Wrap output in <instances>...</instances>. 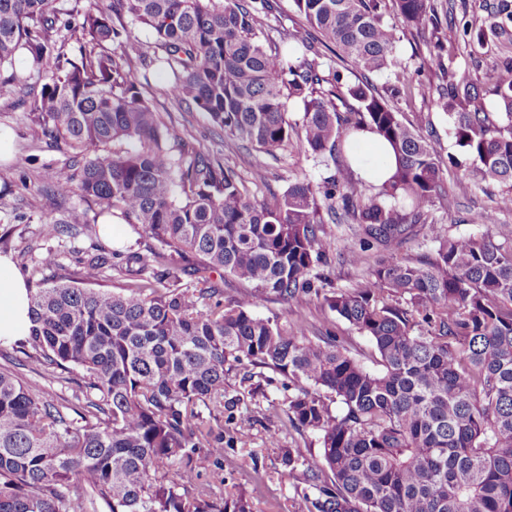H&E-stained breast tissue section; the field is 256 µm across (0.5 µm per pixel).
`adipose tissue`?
I'll list each match as a JSON object with an SVG mask.
<instances>
[{"label": "adipose tissue", "mask_w": 512, "mask_h": 512, "mask_svg": "<svg viewBox=\"0 0 512 512\" xmlns=\"http://www.w3.org/2000/svg\"><path fill=\"white\" fill-rule=\"evenodd\" d=\"M358 148L352 165L359 177L376 184L387 180L394 171L391 147L379 136L365 131L357 138ZM28 285L21 273L0 258V340L11 341L27 335L30 327Z\"/></svg>", "instance_id": "obj_1"}]
</instances>
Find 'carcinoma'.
I'll return each mask as SVG.
<instances>
[{
  "label": "carcinoma",
  "mask_w": 512,
  "mask_h": 512,
  "mask_svg": "<svg viewBox=\"0 0 512 512\" xmlns=\"http://www.w3.org/2000/svg\"><path fill=\"white\" fill-rule=\"evenodd\" d=\"M79 3L0 0V69H11L0 85L31 96L44 136L72 151L78 178L53 173L48 189L79 191L100 216L120 212L157 246L112 265L125 280L118 292L99 287L103 255L28 289L31 327L19 343L81 378L65 396L0 366V512H253L245 492L226 498L200 482L203 468L223 472L224 393L245 364L288 379L283 414L317 436V460L281 449L285 467L305 466L311 512H512V241L439 236L432 250L399 256L446 190L428 136L369 79L398 67L386 0H293L341 70L298 30L280 36L288 55L269 54L270 0ZM392 5L417 32L437 20L436 0ZM479 8L461 18L464 47L512 52V0ZM139 30L154 37L153 55L135 47ZM435 50L443 84L419 94L438 96L454 119L461 157L448 164L464 181L507 185L497 210H512V56L475 82L457 75L453 44ZM138 64L232 148L284 147L289 104H301V151L335 171L317 185L295 181L272 205L250 197L188 133L170 138ZM32 72L46 79L38 91ZM364 130L395 152L381 185L352 170ZM115 141L131 148L106 150ZM327 217L357 224L359 247L344 260L364 273L350 289L327 291L313 273L331 247ZM188 254L196 263L173 264ZM214 272L244 291L221 301ZM309 295L371 339L381 369L307 336L302 322L253 313L268 296Z\"/></svg>",
  "instance_id": "carcinoma-1"
}]
</instances>
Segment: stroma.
<instances>
[{
    "label": "stroma",
    "instance_id": "1",
    "mask_svg": "<svg viewBox=\"0 0 512 512\" xmlns=\"http://www.w3.org/2000/svg\"><path fill=\"white\" fill-rule=\"evenodd\" d=\"M439 34L431 30L416 32L400 29L396 57L412 77L414 83L437 82L440 74L433 57L436 37H457L455 19L462 16V0H439ZM143 94L153 104L161 121L171 133L191 129L194 146L201 153L220 160L234 168L242 177H249L253 169H265L267 185L251 187L250 194L259 200L282 194L290 182L303 177L311 183H320L327 174L321 160L299 153L295 145L265 153L255 148L232 150L224 144L223 136L213 131L206 117L189 111L170 93L167 83L152 78L142 83ZM396 107L404 122L423 127L431 132V142L441 156L458 154L452 119L435 100L419 96L398 99ZM0 130L12 140V156L6 159L11 187L0 192V254L10 257L30 285L51 277L52 269L42 267V258L55 254L60 265L76 270L81 261L100 252L135 250L148 253L156 242L140 227L120 224L119 232L106 236L103 224L73 225V218L94 217L96 206L83 198L54 197L46 191L41 176L47 171L69 173V155L56 147L43 133L38 120L24 101L18 89L0 88ZM447 197L437 199L431 208L435 221L433 229H425L403 246L405 254H416L432 249L439 235L469 236L491 232L496 240L512 239V211L497 215L495 224L475 223V216L486 210H495L500 187L479 182L460 186L456 171L444 170ZM62 224V231L52 237L44 236L46 224ZM333 246L325 262L315 271L326 289H348L360 280V269L346 264L344 250L357 246L354 225L328 223L324 226ZM256 315L270 318L280 324L304 321L311 334L329 336L346 348L367 369H377L372 341L361 334L336 312L331 311L320 298L308 296L297 301L275 299L259 301ZM244 370L232 372L230 388L224 395V471L221 482H213L210 473H202L201 480L213 483L221 494L246 491L253 502V512H307L303 492L306 488L302 470L286 472L280 459L283 448L297 444L310 450L318 445L313 434L299 432L286 422L279 408L289 391L285 379L272 370L244 382ZM250 421V439L240 442L237 429L242 421ZM278 438V446H271V438Z\"/></svg>",
    "mask_w": 512,
    "mask_h": 512
}]
</instances>
